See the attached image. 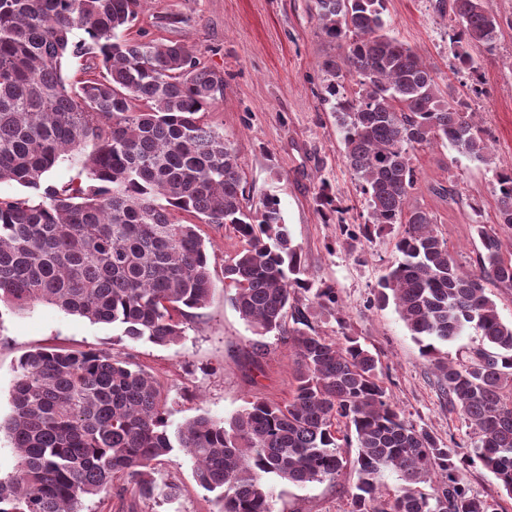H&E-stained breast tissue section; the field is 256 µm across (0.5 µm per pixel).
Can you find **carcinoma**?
<instances>
[{"instance_id": "cac0c4a2", "label": "carcinoma", "mask_w": 512, "mask_h": 512, "mask_svg": "<svg viewBox=\"0 0 512 512\" xmlns=\"http://www.w3.org/2000/svg\"><path fill=\"white\" fill-rule=\"evenodd\" d=\"M144 2L0 0V183L39 198H0V304L48 303L134 341L176 342L186 310L215 288L198 225L173 217L182 211L232 226L242 249L225 261L224 284L258 336L254 363L267 354L261 338L274 334L294 354L295 385L285 403L258 398L224 421L199 416L172 432L159 381L126 358L30 351L12 386L6 428L17 463L0 480V512H81L83 499L112 495L116 479L120 495L174 500L178 486L158 481L154 464L176 447L220 512H274L270 480L334 479L352 440L351 512H499L460 473L478 464L512 495V323L490 292L512 288V248L496 231L512 229V168L495 171L496 225L475 224L481 249L470 270L439 236L436 217L408 205L418 149L448 143L491 164L469 104L445 96L433 69L386 31L384 0H314L321 30L343 48L324 64L326 93L369 214L346 234L368 240L387 224L403 226L400 257L381 276L376 301L394 303L448 403L473 428L464 452L406 419L358 339L313 331L295 292L334 305L336 289L304 278L279 202L249 206L235 149L201 122L224 97L223 76L185 42L124 35ZM451 12L454 57L473 71L477 54L498 41L500 22L483 0H452ZM68 54L93 59L105 75L69 87ZM61 160L85 184L46 183ZM468 327L481 344L465 363L448 360L439 345ZM387 470L399 480L391 490Z\"/></svg>"}]
</instances>
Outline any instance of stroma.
Instances as JSON below:
<instances>
[{"mask_svg":"<svg viewBox=\"0 0 512 512\" xmlns=\"http://www.w3.org/2000/svg\"><path fill=\"white\" fill-rule=\"evenodd\" d=\"M502 26L501 37L480 52L477 72L461 71L454 58L451 0H385L386 29L437 73L441 88L463 97L484 130L494 159L487 166L447 144L415 151L417 183L408 204L432 212L436 229L464 268L476 259V220L494 221L498 190L494 171L512 167V0H484ZM131 36L187 42L194 54L224 77V98L204 115L235 148L252 206L267 197L280 202L307 275L335 288L333 307L308 306L321 335L358 339L380 362L392 400L416 428L469 448L472 430L435 385V374L394 305H378L377 283L396 258L401 225L385 226L373 239L348 242L337 221L317 211L321 188L339 195L347 223L367 217L361 188L343 157L342 133L329 103L323 63L336 56L335 42L320 30L313 0H149ZM453 189L446 197L445 189ZM481 214H474L473 205ZM208 243L215 290L205 306L190 310L185 334L160 346L133 341L120 328L94 323L47 303L0 312V422L12 413L11 390L19 359L37 348L99 349L129 358L160 381L172 425L207 416L231 417L263 398L288 400L294 387V356L267 336L268 353L254 363V334L232 306L224 287V263L241 247L231 229L200 227ZM160 479L176 484L175 501L136 502L132 494L84 499L83 512H217L213 493L194 478V463L174 449L156 464ZM353 468L333 480L274 484L275 512H350Z\"/></svg>","mask_w":512,"mask_h":512,"instance_id":"35a3bbf8","label":"stroma"}]
</instances>
